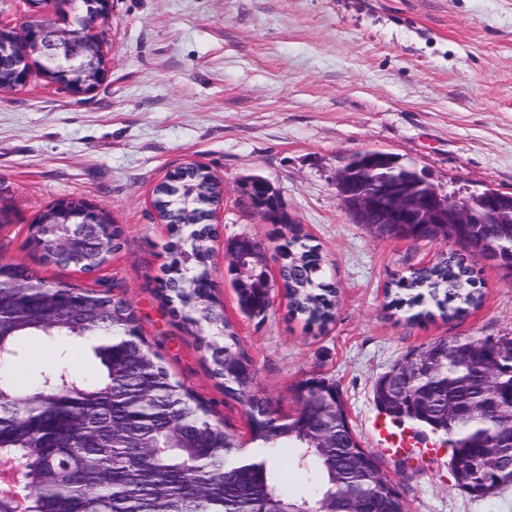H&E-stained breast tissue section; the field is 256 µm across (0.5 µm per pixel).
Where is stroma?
I'll use <instances>...</instances> for the list:
<instances>
[{"mask_svg": "<svg viewBox=\"0 0 512 512\" xmlns=\"http://www.w3.org/2000/svg\"><path fill=\"white\" fill-rule=\"evenodd\" d=\"M106 52L105 78L85 95L41 77L0 90V265L126 303L172 379L252 452L244 407L211 376L200 332L164 289L172 257L153 189L179 166L203 165L224 182L212 296L258 394L290 416L302 380L329 379L409 512H512V488L486 500L461 490L447 448L404 462L372 427L373 383L405 357L441 339L512 337V280L478 260L480 306L408 321L391 304L393 276L454 243L377 236L336 189L347 159L374 149L460 201L512 194V0H112ZM248 177L277 191L325 256L337 296L326 329L291 315L281 288L264 315L239 309L225 243L270 245L280 231L241 204ZM63 199L96 205L121 229L119 250L94 273L48 262L30 241V224Z\"/></svg>", "mask_w": 512, "mask_h": 512, "instance_id": "obj_1", "label": "stroma"}]
</instances>
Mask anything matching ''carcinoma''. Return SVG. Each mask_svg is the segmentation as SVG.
<instances>
[{"label":"carcinoma","instance_id":"cac0c4a2","mask_svg":"<svg viewBox=\"0 0 512 512\" xmlns=\"http://www.w3.org/2000/svg\"><path fill=\"white\" fill-rule=\"evenodd\" d=\"M37 66L38 76L70 70L65 60L44 58ZM393 158L367 150L354 154L349 165L385 167ZM220 193L215 183L193 181L172 193L161 191L158 210L167 224L191 222L198 230L196 239L184 246L186 258L165 288L178 301L183 320L207 333L210 372L222 381L226 395L246 407L251 441L264 450V465H233L240 448L236 436L213 424L206 407L172 380L123 303L83 295L85 319L77 333L52 314L46 294L30 287L26 270H10L0 288V309L9 321L0 336V458L25 464L32 487L28 512H310L328 507L352 484L361 487L373 512H408L402 494L379 481L378 460L361 448L335 383L310 377L299 384L328 396V403L337 407L326 418L306 399L296 414L282 417L255 394L251 360L210 298L214 230L207 212ZM373 228L391 238L433 240L415 224ZM288 232V258L279 275L289 310L324 329L336 309L325 261L298 225H288ZM476 233L498 251V266L512 278V234H484L480 228ZM467 259L461 253L441 256L394 279L393 305L412 309L429 303L448 318L466 315L481 303L476 270ZM230 275L248 285V290L236 291L240 309L249 315L265 313L262 288L270 282L268 272L249 268ZM35 337L61 364L68 362L72 348L88 342L97 370L83 374L52 364L32 376L18 374L14 362L19 350ZM485 364L498 370L502 382L511 381L512 338L499 339L496 348L470 362L449 360L441 376L412 388H404L395 365L373 385V401L396 424L413 423L446 436L449 464L465 467L458 486L480 499L512 487V468L488 474L470 466L499 431H512V414L497 422L475 420L452 431L439 428V421L448 402H469L485 393L479 372ZM59 390L68 393L63 404L47 398ZM285 453L299 477L294 486L278 465Z\"/></svg>","mask_w":512,"mask_h":512}]
</instances>
